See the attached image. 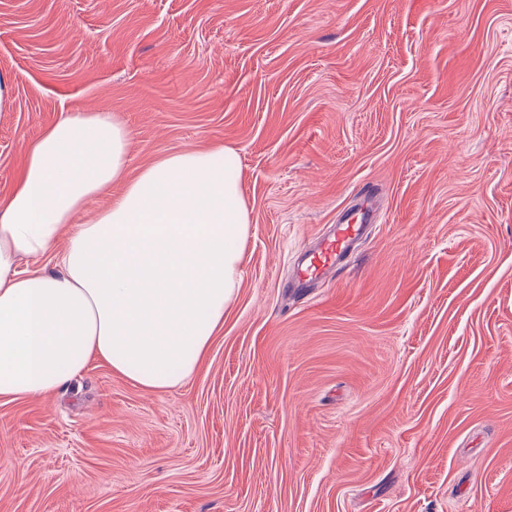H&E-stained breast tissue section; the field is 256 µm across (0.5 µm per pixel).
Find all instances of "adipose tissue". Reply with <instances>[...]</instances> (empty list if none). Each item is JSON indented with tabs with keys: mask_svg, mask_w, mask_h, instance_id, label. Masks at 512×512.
<instances>
[{
	"mask_svg": "<svg viewBox=\"0 0 512 512\" xmlns=\"http://www.w3.org/2000/svg\"><path fill=\"white\" fill-rule=\"evenodd\" d=\"M129 144L111 113L67 112L0 200V398L54 394L95 360L143 390H170L223 327L249 224L238 169L182 150L132 176ZM115 184L122 192L76 223ZM43 256L52 269L25 267Z\"/></svg>",
	"mask_w": 512,
	"mask_h": 512,
	"instance_id": "obj_1",
	"label": "adipose tissue"
}]
</instances>
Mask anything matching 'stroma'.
I'll return each instance as SVG.
<instances>
[{
	"label": "stroma",
	"mask_w": 512,
	"mask_h": 512,
	"mask_svg": "<svg viewBox=\"0 0 512 512\" xmlns=\"http://www.w3.org/2000/svg\"><path fill=\"white\" fill-rule=\"evenodd\" d=\"M0 69V198L107 110L133 175L226 147L250 218L181 386L0 398V512H512V0H0ZM375 211L368 207L354 209L350 217L337 224L336 232L315 251L309 252L305 259V269L302 272L328 274L339 266L357 238L364 234L367 224L375 223Z\"/></svg>",
	"instance_id": "stroma-1"
}]
</instances>
